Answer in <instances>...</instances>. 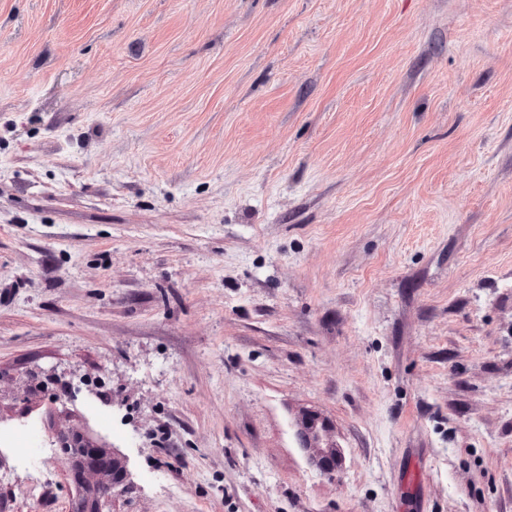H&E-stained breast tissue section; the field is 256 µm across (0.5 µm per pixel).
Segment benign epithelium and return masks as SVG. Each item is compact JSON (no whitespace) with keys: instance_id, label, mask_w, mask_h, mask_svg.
Masks as SVG:
<instances>
[{"instance_id":"benign-epithelium-1","label":"benign epithelium","mask_w":512,"mask_h":512,"mask_svg":"<svg viewBox=\"0 0 512 512\" xmlns=\"http://www.w3.org/2000/svg\"><path fill=\"white\" fill-rule=\"evenodd\" d=\"M58 386V377L51 370L34 378L29 392L56 400ZM324 432L325 426L315 414H305L297 422L296 438L309 464L325 475H332L342 467L343 455L335 443L324 438ZM54 443L68 456L72 480L81 488L74 512H104L109 502L129 489V473L120 453L107 452L76 429L57 431Z\"/></svg>"}]
</instances>
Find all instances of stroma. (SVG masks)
Returning a JSON list of instances; mask_svg holds the SVG:
<instances>
[{
  "instance_id": "1",
  "label": "stroma",
  "mask_w": 512,
  "mask_h": 512,
  "mask_svg": "<svg viewBox=\"0 0 512 512\" xmlns=\"http://www.w3.org/2000/svg\"><path fill=\"white\" fill-rule=\"evenodd\" d=\"M25 423L111 512H512V0H0V512H73ZM33 383L29 385V392L38 397H46L48 399L56 400L59 396L54 392L55 388L59 386V381L54 371H49L42 376L33 378ZM325 431L320 418L309 413L297 422L296 438L309 464L325 475H333L342 467L343 455L336 443L324 439ZM54 435L52 442L68 456L72 480L81 488V497L73 512H104L109 502L127 492L129 473L120 453L112 451L111 455L76 429L59 430ZM87 475H96L97 479L86 482Z\"/></svg>"
}]
</instances>
